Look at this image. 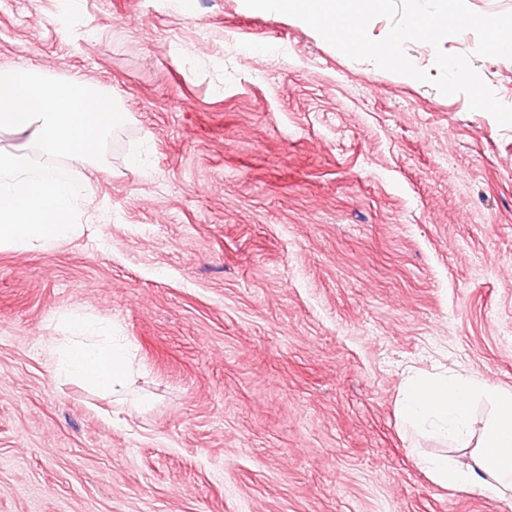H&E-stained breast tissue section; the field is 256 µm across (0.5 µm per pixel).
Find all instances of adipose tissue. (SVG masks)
I'll use <instances>...</instances> for the list:
<instances>
[{
  "label": "adipose tissue",
  "instance_id": "obj_1",
  "mask_svg": "<svg viewBox=\"0 0 512 512\" xmlns=\"http://www.w3.org/2000/svg\"><path fill=\"white\" fill-rule=\"evenodd\" d=\"M67 341L51 345L57 374L94 388L115 391L132 369L128 346L114 340L112 327L81 317L69 323ZM483 395L492 410L484 425L480 450L472 464L445 455H421L418 466L440 485L470 493H512V392L495 389L464 375L416 378L405 385L401 407L406 422L428 428L460 448L471 443V402Z\"/></svg>",
  "mask_w": 512,
  "mask_h": 512
}]
</instances>
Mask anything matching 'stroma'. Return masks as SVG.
Here are the masks:
<instances>
[{
    "label": "stroma",
    "mask_w": 512,
    "mask_h": 512,
    "mask_svg": "<svg viewBox=\"0 0 512 512\" xmlns=\"http://www.w3.org/2000/svg\"><path fill=\"white\" fill-rule=\"evenodd\" d=\"M443 40L512 106V59ZM129 114L98 208L0 251V512H512L398 412L412 373L512 391V126L243 0H0V67ZM110 323L116 393L48 340Z\"/></svg>",
    "instance_id": "1"
}]
</instances>
